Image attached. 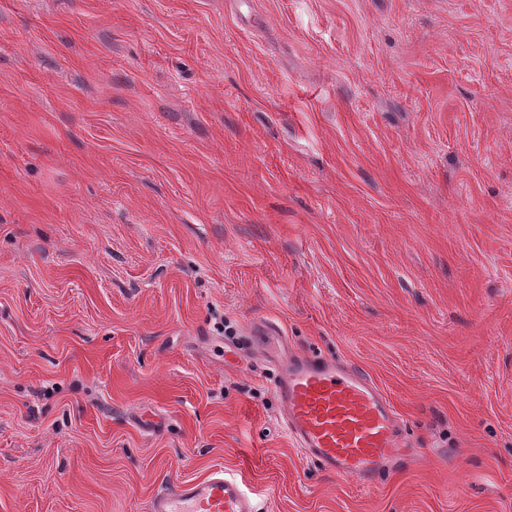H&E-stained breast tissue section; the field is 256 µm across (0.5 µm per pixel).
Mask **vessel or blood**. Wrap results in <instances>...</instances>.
<instances>
[{
  "label": "vessel or blood",
  "instance_id": "1",
  "mask_svg": "<svg viewBox=\"0 0 512 512\" xmlns=\"http://www.w3.org/2000/svg\"><path fill=\"white\" fill-rule=\"evenodd\" d=\"M275 393L294 446L322 470L363 484L414 456L403 447L394 409L356 368L311 354L291 356ZM150 512H262L254 492L236 474L217 470L155 495Z\"/></svg>",
  "mask_w": 512,
  "mask_h": 512
}]
</instances>
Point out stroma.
Here are the masks:
<instances>
[{
	"label": "stroma",
	"mask_w": 512,
	"mask_h": 512,
	"mask_svg": "<svg viewBox=\"0 0 512 512\" xmlns=\"http://www.w3.org/2000/svg\"><path fill=\"white\" fill-rule=\"evenodd\" d=\"M420 456L295 448L259 336ZM512 512V0H0V512ZM255 493L236 474L217 470L157 494L150 512H263Z\"/></svg>",
	"instance_id": "1"
}]
</instances>
